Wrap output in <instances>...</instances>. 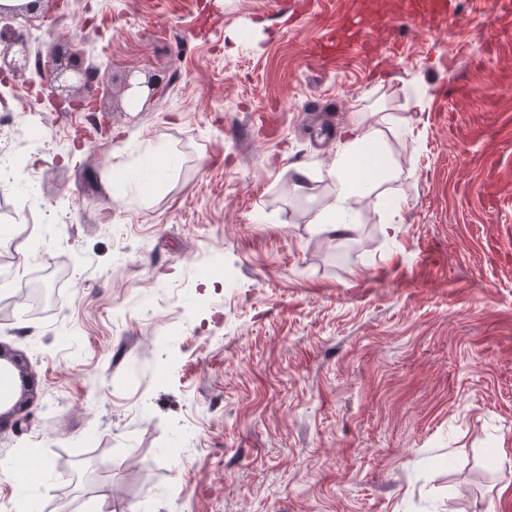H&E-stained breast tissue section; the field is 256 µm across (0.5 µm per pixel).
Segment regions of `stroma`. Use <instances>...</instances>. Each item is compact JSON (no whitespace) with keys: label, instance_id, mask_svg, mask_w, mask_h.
<instances>
[{"label":"stroma","instance_id":"obj_1","mask_svg":"<svg viewBox=\"0 0 512 512\" xmlns=\"http://www.w3.org/2000/svg\"><path fill=\"white\" fill-rule=\"evenodd\" d=\"M40 0L30 56L81 43L96 110L38 99L35 68L0 99L36 130L0 129L22 175L0 185V349L21 365L0 460V512H48L67 469L87 512H512V208L481 195L471 138L512 100L496 16L462 0L446 29L389 35L377 59L319 68L333 8L287 0ZM162 80L130 104L128 71ZM468 87L452 94L451 84ZM382 110L397 215L359 199L337 255L310 215L331 188L325 132ZM178 158L154 185L158 150ZM310 179L292 188L295 165Z\"/></svg>","mask_w":512,"mask_h":512}]
</instances>
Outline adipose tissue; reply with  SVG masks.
<instances>
[{"label":"adipose tissue","mask_w":512,"mask_h":512,"mask_svg":"<svg viewBox=\"0 0 512 512\" xmlns=\"http://www.w3.org/2000/svg\"><path fill=\"white\" fill-rule=\"evenodd\" d=\"M396 125L387 113H353L346 136L336 143V158L324 173L334 196L310 219L318 233L339 242L353 238L358 232L354 201L398 179L401 169L389 142Z\"/></svg>","instance_id":"1"}]
</instances>
